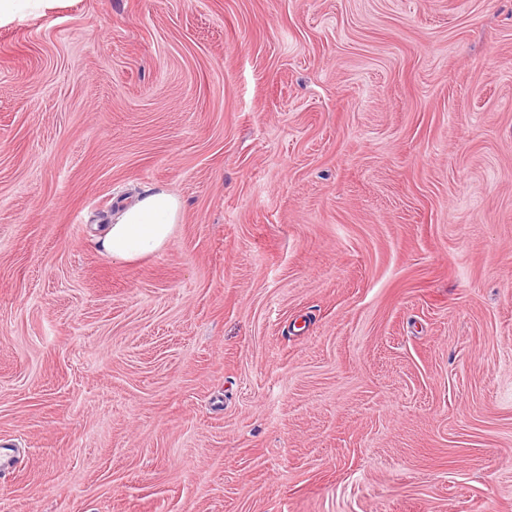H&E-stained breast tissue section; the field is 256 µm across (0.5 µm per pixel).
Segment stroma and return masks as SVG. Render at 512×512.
<instances>
[{
	"mask_svg": "<svg viewBox=\"0 0 512 512\" xmlns=\"http://www.w3.org/2000/svg\"><path fill=\"white\" fill-rule=\"evenodd\" d=\"M0 459V512H512V0L0 27ZM183 215V202L165 187L149 188L115 211L101 240L113 261L131 263L160 253L171 241Z\"/></svg>",
	"mask_w": 512,
	"mask_h": 512,
	"instance_id": "35a3bbf8",
	"label": "stroma"
}]
</instances>
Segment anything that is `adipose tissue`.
Masks as SVG:
<instances>
[{
  "label": "adipose tissue",
  "instance_id": "obj_1",
  "mask_svg": "<svg viewBox=\"0 0 512 512\" xmlns=\"http://www.w3.org/2000/svg\"><path fill=\"white\" fill-rule=\"evenodd\" d=\"M183 215L179 196L164 187L144 191L115 211L101 240L113 261L131 263L160 253L171 241Z\"/></svg>",
  "mask_w": 512,
  "mask_h": 512
}]
</instances>
